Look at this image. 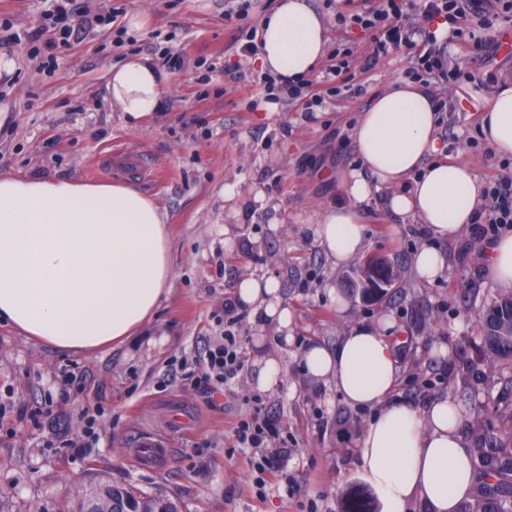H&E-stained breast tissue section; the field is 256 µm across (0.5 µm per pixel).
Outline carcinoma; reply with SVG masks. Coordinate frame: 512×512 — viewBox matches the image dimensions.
<instances>
[{
	"label": "carcinoma",
	"instance_id": "carcinoma-1",
	"mask_svg": "<svg viewBox=\"0 0 512 512\" xmlns=\"http://www.w3.org/2000/svg\"><path fill=\"white\" fill-rule=\"evenodd\" d=\"M485 357L467 367V374H485L498 365H512V294L487 304L480 318ZM480 459L482 497L461 512H512V426L501 430L491 424L464 421ZM66 512H178L169 500L141 493L133 486L100 482L76 492Z\"/></svg>",
	"mask_w": 512,
	"mask_h": 512
}]
</instances>
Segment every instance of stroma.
I'll return each instance as SVG.
<instances>
[{
	"instance_id": "obj_1",
	"label": "stroma",
	"mask_w": 512,
	"mask_h": 512,
	"mask_svg": "<svg viewBox=\"0 0 512 512\" xmlns=\"http://www.w3.org/2000/svg\"><path fill=\"white\" fill-rule=\"evenodd\" d=\"M50 0H0V26L33 31ZM77 13H116L67 51L55 71L40 70L28 41L8 44L0 67V174L90 182L124 181L154 197L168 215L171 289L156 320L132 345L92 353L59 352L0 323V512H59L77 489L107 479L162 494L180 512H343L350 491L364 492L373 512H386L365 480L357 438L375 412L347 404L334 381L311 386L302 352L312 342L335 348L359 324H386L402 355L393 395L418 406L448 397L467 416L512 424V389L454 371L476 358L486 304L499 294L484 272L472 227L443 242L446 274L416 278L412 261L432 244L423 224L389 212L388 189L374 193L366 226L367 254L385 255L400 272L399 289L363 303L350 284L351 265L334 266L315 242L309 221L338 200L337 174L356 162L352 130L359 112L390 84L406 78L397 52L356 73L365 94L328 101L310 121L289 104L268 111L257 101V61L231 48L236 22L220 0H76ZM143 27L132 45L116 46V30L132 17ZM183 63L170 71L163 108L136 126L105 99L111 66L127 53L162 49ZM212 72L200 82L204 67ZM495 82L459 79L445 93L439 138L445 157L472 166L482 179L500 170L487 143L471 144ZM133 144L151 170H124L113 149ZM233 196H225V187ZM263 190L270 207L253 201ZM279 279L295 314V336L281 345L272 328L244 319L246 367L229 392L210 394L197 378L202 338L224 334V303L243 276ZM284 362L282 383L261 392L254 377L256 340ZM431 380L424 388L423 380ZM263 395L282 422L269 449L237 448L232 431ZM93 429L85 455L67 439ZM153 433L168 453L133 463L132 438ZM277 452L288 489L268 486L257 498V465Z\"/></svg>"
}]
</instances>
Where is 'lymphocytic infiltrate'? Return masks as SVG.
I'll return each instance as SVG.
<instances>
[{"mask_svg":"<svg viewBox=\"0 0 512 512\" xmlns=\"http://www.w3.org/2000/svg\"><path fill=\"white\" fill-rule=\"evenodd\" d=\"M337 5L336 18L343 30L368 33L365 65L398 50H406L410 76L447 89L461 77V63L472 53L492 45L504 23L512 21V0H326ZM72 0H53V9L44 14L31 34L36 44L34 55L54 61L59 48H71L88 29L115 23L116 14L84 15L73 21ZM446 25L447 37L431 31V22ZM456 45L457 56H450L449 45ZM352 59L349 51L339 50L330 57L323 79L291 80L268 72L257 74L269 100L280 98L298 104L304 111L321 105L326 97L347 101L361 95L351 83ZM475 222L479 237H487L499 225L512 224V170L493 175L478 210ZM241 315L233 302L224 305V334L205 342L199 358L204 369L203 382L211 391L231 390L244 368ZM279 420L263 405H256L248 419L233 430L238 447L259 448L275 437Z\"/></svg>","mask_w":512,"mask_h":512,"instance_id":"obj_1","label":"lymphocytic infiltrate"}]
</instances>
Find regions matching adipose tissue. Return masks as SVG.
<instances>
[{
    "instance_id": "ef3b65f1",
    "label": "adipose tissue",
    "mask_w": 512,
    "mask_h": 512,
    "mask_svg": "<svg viewBox=\"0 0 512 512\" xmlns=\"http://www.w3.org/2000/svg\"><path fill=\"white\" fill-rule=\"evenodd\" d=\"M259 40L262 68L293 79L317 68L327 27L309 0H279ZM168 86L154 57L132 52L112 66L106 94L134 124L159 111ZM438 122L425 86L406 81L359 113L358 165L338 175L340 202L322 206L311 226L334 264L365 253L364 205L383 186L393 189L387 209L419 219L436 239L457 237L472 223L485 185L472 168L439 158ZM481 125L485 141L512 155V82L498 87ZM169 239L157 203L126 182L0 175V321L64 352L133 343L170 290ZM485 267L512 290V232L488 244ZM234 298L292 341L294 313L276 279L244 276ZM302 360L314 381L334 380L347 403L376 409L355 453L390 512L416 503L457 512L473 495L477 464L462 435L463 409L445 397L422 408L393 399L401 359L381 328L354 327L333 350L310 343Z\"/></svg>"
}]
</instances>
